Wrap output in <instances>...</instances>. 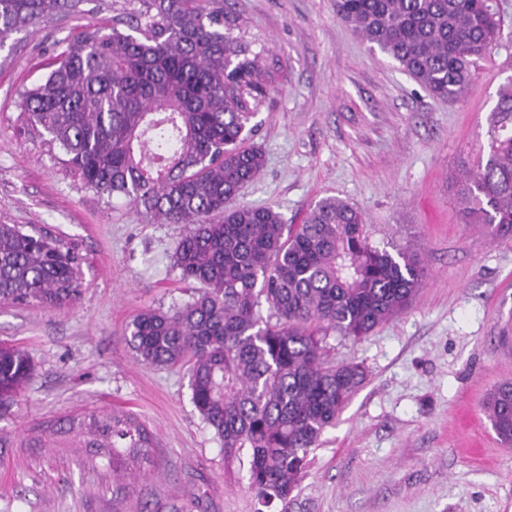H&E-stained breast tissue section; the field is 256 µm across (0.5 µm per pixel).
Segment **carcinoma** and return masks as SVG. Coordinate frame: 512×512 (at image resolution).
Returning <instances> with one entry per match:
<instances>
[{"label": "carcinoma", "instance_id": "carcinoma-1", "mask_svg": "<svg viewBox=\"0 0 512 512\" xmlns=\"http://www.w3.org/2000/svg\"><path fill=\"white\" fill-rule=\"evenodd\" d=\"M85 0H0V48ZM112 29L86 25L49 73L21 94L23 128L64 156L83 186L186 231L172 268L192 299L148 309L126 326L138 361L187 367L191 401L224 459L247 452L259 504H284L308 455L363 384L358 363L333 364L329 332L360 341L405 312L428 272L417 251L379 248L363 213L336 197L301 224L271 206L238 202L265 164L251 118L274 91L273 73L234 35L224 0H126ZM336 14L394 59L433 97L470 87L478 60L502 38L493 0H335ZM488 154L457 181L464 212L493 237L512 235V79L490 116ZM79 245L43 229L0 223V303L64 309L81 296ZM267 305L269 315L261 314ZM34 375L18 346L0 345V406ZM486 413L512 441V381ZM117 459L146 458L153 433L123 411L90 412L41 427Z\"/></svg>", "mask_w": 512, "mask_h": 512}]
</instances>
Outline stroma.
I'll use <instances>...</instances> for the list:
<instances>
[{
    "mask_svg": "<svg viewBox=\"0 0 512 512\" xmlns=\"http://www.w3.org/2000/svg\"><path fill=\"white\" fill-rule=\"evenodd\" d=\"M124 0H90L0 48V222L78 241L84 288L67 309L0 304V341L22 347L34 376L0 408V512H255L248 461L225 462L191 402L184 368L138 362L126 324L193 291L171 267L185 233L119 197L83 187L43 138L21 131L18 102L67 36L108 28ZM505 33L459 101L434 98L336 14L334 0H225L237 33L276 89L253 140L265 165L240 202L301 223L340 198L377 246H417L428 276L411 307L362 342L330 333L329 359L367 379L309 454L288 509L270 512H512V444L483 412L512 380V236L471 223L456 181L487 153L489 116L512 75V0H495ZM125 411L154 433L147 460L120 471L81 448H38L45 421Z\"/></svg>",
    "mask_w": 512,
    "mask_h": 512,
    "instance_id": "35a3bbf8",
    "label": "stroma"
}]
</instances>
